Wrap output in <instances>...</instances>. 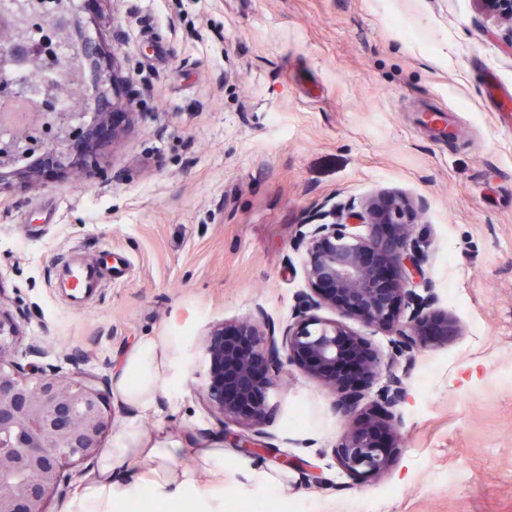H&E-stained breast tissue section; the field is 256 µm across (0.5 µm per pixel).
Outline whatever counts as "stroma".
Wrapping results in <instances>:
<instances>
[{
    "mask_svg": "<svg viewBox=\"0 0 512 512\" xmlns=\"http://www.w3.org/2000/svg\"><path fill=\"white\" fill-rule=\"evenodd\" d=\"M121 85L122 134L0 192V301L28 316L14 360L110 376L138 342L176 333L182 376L145 436L183 442L179 468L224 427L204 395L214 325L263 309L275 328L309 286L303 233L321 206L400 193L439 307L463 337L400 361L404 445L384 477L352 478L331 394L282 369L265 431L288 456L225 448L224 512H512V27L482 0H78ZM445 117L426 124V114ZM109 248L125 275L88 314L55 271ZM306 462L323 484L298 469Z\"/></svg>",
    "mask_w": 512,
    "mask_h": 512,
    "instance_id": "obj_1",
    "label": "stroma"
}]
</instances>
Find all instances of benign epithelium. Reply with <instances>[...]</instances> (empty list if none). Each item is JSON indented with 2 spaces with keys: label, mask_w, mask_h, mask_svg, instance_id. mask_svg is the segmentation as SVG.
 <instances>
[{
  "label": "benign epithelium",
  "mask_w": 512,
  "mask_h": 512,
  "mask_svg": "<svg viewBox=\"0 0 512 512\" xmlns=\"http://www.w3.org/2000/svg\"><path fill=\"white\" fill-rule=\"evenodd\" d=\"M490 12L512 26V0H483ZM30 13L0 24V122L20 97L7 69L45 68L31 45L32 29L50 21L34 3ZM59 39L71 37L67 2L51 21ZM97 43L74 47L73 58L52 66L62 81L27 101L35 124L15 123L0 132V191L3 174L33 180L35 172L16 160L40 154L56 168L70 158L71 142L94 138L110 112L99 105L96 127L75 129L79 115L81 71L76 60L92 61L100 97L116 90L115 74L98 63ZM66 97L69 109L57 110ZM425 202L415 206L398 195H377L359 205L333 206L317 212L325 221L306 237L305 274L310 293L294 321L276 334L264 310L213 329L205 349V397L223 422L238 427L226 433L231 447L246 456L270 450L264 441L269 408L266 393L280 385L281 368L269 358L284 349L286 363L318 381L334 395L335 414L356 419L337 442L338 465L355 476L380 478L395 462L401 443L396 408L406 389L397 375L388 376L373 397L368 390L381 374L383 358L349 324L357 320L394 336L392 359L412 357L426 347L448 345L461 335L459 320L436 308L437 296L426 281L423 256L413 228ZM329 307L340 319H325ZM19 333L12 313L0 307V512H48L55 496L65 497L101 452L114 409L107 378L75 368L61 378L53 369L22 364L9 354Z\"/></svg>",
  "instance_id": "benign-epithelium-1"
}]
</instances>
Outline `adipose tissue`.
I'll return each mask as SVG.
<instances>
[{"mask_svg":"<svg viewBox=\"0 0 512 512\" xmlns=\"http://www.w3.org/2000/svg\"><path fill=\"white\" fill-rule=\"evenodd\" d=\"M182 344L179 336H153L126 355L112 376V394L130 413L113 429L110 446L100 452L95 468L69 499L66 512H131L147 494L170 512H224L223 449L199 450L202 468L210 478L203 484L193 471L176 466L180 442L164 435L149 442L141 432V418L157 412L160 398L170 393L178 379L177 354Z\"/></svg>","mask_w":512,"mask_h":512,"instance_id":"obj_1","label":"adipose tissue"}]
</instances>
